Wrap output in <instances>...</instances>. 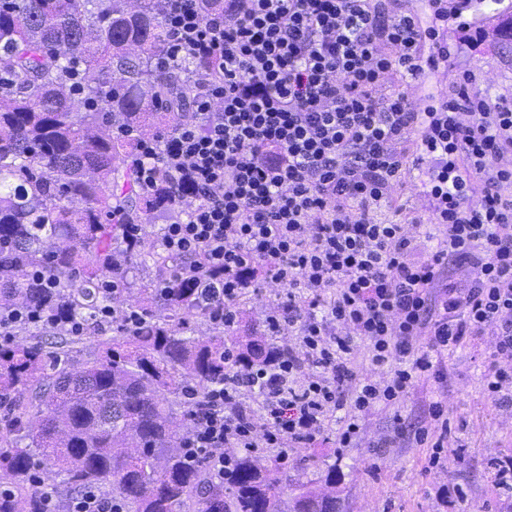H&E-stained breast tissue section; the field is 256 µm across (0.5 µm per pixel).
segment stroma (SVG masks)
I'll list each match as a JSON object with an SVG mask.
<instances>
[{
    "label": "stroma",
    "mask_w": 512,
    "mask_h": 512,
    "mask_svg": "<svg viewBox=\"0 0 512 512\" xmlns=\"http://www.w3.org/2000/svg\"><path fill=\"white\" fill-rule=\"evenodd\" d=\"M484 18L469 12L449 19L446 36L461 51L445 73H424L425 94L439 82L454 83L461 72L491 71L498 87L494 94L512 98V47L499 42L483 26ZM286 291L263 288L237 302L242 316L227 332L245 335L266 331L271 308L283 306ZM488 340L475 341L452 353L435 356L434 370L418 378L396 403L380 405L365 418L361 441L338 447L336 435L346 415L339 409L328 417L323 438L310 448L285 443L264 449V460L282 455L290 474L300 476L320 494L340 498L347 512H512V489L498 486L493 458H512V402L492 397L484 382L490 362ZM442 404L448 419V444L438 466H430L429 444L416 434L431 422L434 404ZM318 467H306L309 457ZM336 482H325L328 467Z\"/></svg>",
    "instance_id": "1"
}]
</instances>
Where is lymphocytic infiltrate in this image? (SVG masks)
<instances>
[{
  "instance_id": "1",
  "label": "lymphocytic infiltrate",
  "mask_w": 512,
  "mask_h": 512,
  "mask_svg": "<svg viewBox=\"0 0 512 512\" xmlns=\"http://www.w3.org/2000/svg\"><path fill=\"white\" fill-rule=\"evenodd\" d=\"M431 25L391 15L377 0H170L168 51L158 66L205 64L190 112L133 142L138 193L159 183L179 210L161 230L198 281L212 321L236 323L252 288L298 290L289 322L298 343L265 371L231 369L190 418L182 446L220 483L228 448L310 447L330 413L350 412L340 445L359 439L364 417L403 397L433 368L432 353L492 339L512 358V99H490L464 71L435 106L390 88L418 77L420 58L455 55L440 30L448 14L430 0ZM443 229L423 252L420 224L378 221L402 197L411 165ZM320 373L296 380L304 365ZM266 412L256 433L249 391ZM42 512H123L95 486L60 504L40 490Z\"/></svg>"
}]
</instances>
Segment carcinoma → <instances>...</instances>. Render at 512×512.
<instances>
[{"label": "carcinoma", "instance_id": "carcinoma-1", "mask_svg": "<svg viewBox=\"0 0 512 512\" xmlns=\"http://www.w3.org/2000/svg\"><path fill=\"white\" fill-rule=\"evenodd\" d=\"M166 0H0V311L46 306L95 319L102 282L125 279V264L148 266L168 292L142 306L136 332L117 324L105 356L78 369L38 343L0 347V512H40L34 465L54 459L72 492L112 486L124 512H290L315 497L274 459L232 456L224 483L181 447L194 409L224 383L228 358L242 370L270 362L267 337L227 340L220 327L195 336L208 314L199 289L173 275L176 260L154 241L124 245V224L143 223L128 192L130 141L112 124L152 135L190 111L197 60L159 71ZM40 269L51 285L29 277Z\"/></svg>", "mask_w": 512, "mask_h": 512}]
</instances>
